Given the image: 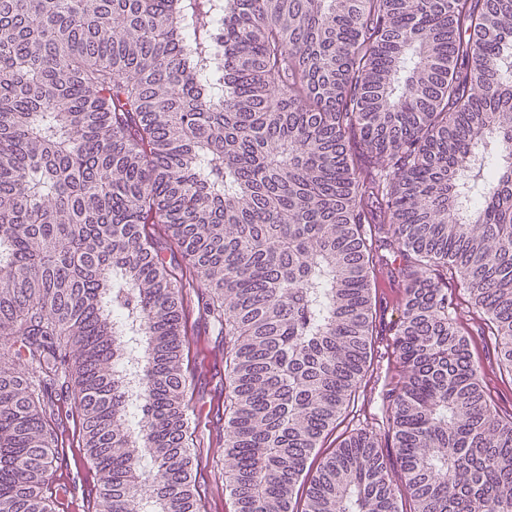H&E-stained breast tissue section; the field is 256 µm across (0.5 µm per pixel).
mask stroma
<instances>
[{"label":"stroma","mask_w":512,"mask_h":512,"mask_svg":"<svg viewBox=\"0 0 512 512\" xmlns=\"http://www.w3.org/2000/svg\"><path fill=\"white\" fill-rule=\"evenodd\" d=\"M199 291H186L187 347L184 369L188 377L189 426L196 437L192 455L197 462L196 489L201 499V512H230L231 497L224 479L229 463L224 453L223 422L213 421L205 411L206 405L223 401L227 390L224 372V338L213 329L202 310ZM471 355L480 362L486 376L487 390L501 413L512 414V375L499 362L493 346L479 336L471 338ZM400 374L396 363L373 371L366 386L361 387L339 426L349 431L363 426L370 414L379 407L377 395ZM81 425L76 417L59 419L58 437L62 451L54 464V483L64 494L58 512H92L93 497L87 495L86 484L97 482L98 476L91 461L79 448Z\"/></svg>","instance_id":"stroma-1"}]
</instances>
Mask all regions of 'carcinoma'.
<instances>
[{
    "mask_svg": "<svg viewBox=\"0 0 512 512\" xmlns=\"http://www.w3.org/2000/svg\"><path fill=\"white\" fill-rule=\"evenodd\" d=\"M379 265L402 377L310 476ZM450 276L512 370V0H0V512H54L63 375L95 512H199L190 282L229 338L232 512H512Z\"/></svg>",
    "mask_w": 512,
    "mask_h": 512,
    "instance_id": "carcinoma-1",
    "label": "carcinoma"
}]
</instances>
